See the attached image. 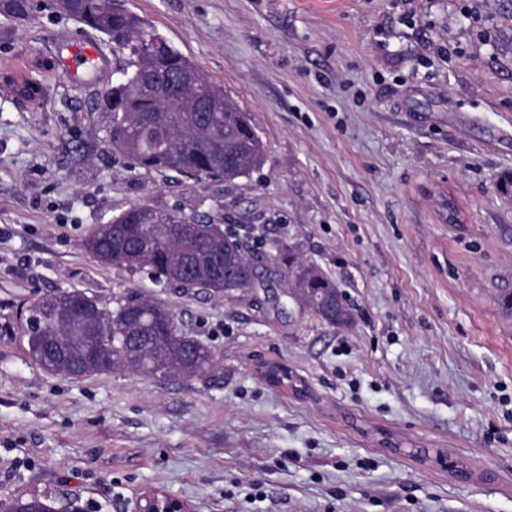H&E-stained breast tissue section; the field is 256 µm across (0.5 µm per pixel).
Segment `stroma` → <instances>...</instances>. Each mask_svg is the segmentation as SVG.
<instances>
[{
	"instance_id": "stroma-1",
	"label": "stroma",
	"mask_w": 512,
	"mask_h": 512,
	"mask_svg": "<svg viewBox=\"0 0 512 512\" xmlns=\"http://www.w3.org/2000/svg\"><path fill=\"white\" fill-rule=\"evenodd\" d=\"M252 114L263 165L231 182L113 153L120 76L65 71L84 39L52 7L0 17V498L135 512H512V0H127ZM42 93L7 77L36 61ZM452 208H444L443 200ZM137 203L251 225L292 246L353 323L289 298L287 261L214 295L101 265L88 230ZM139 291L216 351L224 380L45 372L29 307ZM278 362L302 393L271 385ZM145 505L140 504V512H184V505L180 500L167 494H159L145 498Z\"/></svg>"
}]
</instances>
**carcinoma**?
<instances>
[{
  "label": "carcinoma",
  "mask_w": 512,
  "mask_h": 512,
  "mask_svg": "<svg viewBox=\"0 0 512 512\" xmlns=\"http://www.w3.org/2000/svg\"><path fill=\"white\" fill-rule=\"evenodd\" d=\"M37 0H0V16L25 19ZM54 8L112 43V55L124 68L122 78L105 91L101 103L112 112V151L147 171H173L197 183L234 181L263 164L264 144L253 117L231 100L189 57L148 28L125 0H54ZM158 214L179 225L175 234L159 226L143 247L131 220L140 212ZM84 248L102 265L131 274L145 272L156 284L189 290L201 286L224 293V279L241 290L252 287L249 259L239 239L215 220L198 219L177 209L161 210L138 203L91 227ZM286 294L322 321L339 327L352 323L336 284L314 266L289 261ZM85 294L62 291L31 306L34 323L27 339L30 359L45 371L81 378L123 370L147 376L203 378L221 382V368L210 347L185 335L172 312L146 296L131 295L109 304L96 301L88 324L109 323L98 354L84 356L74 346L66 358L49 354V338L75 316ZM264 377L276 387L298 389L288 368L268 364ZM47 497L1 499L0 508L42 512Z\"/></svg>",
  "instance_id": "obj_1"
}]
</instances>
